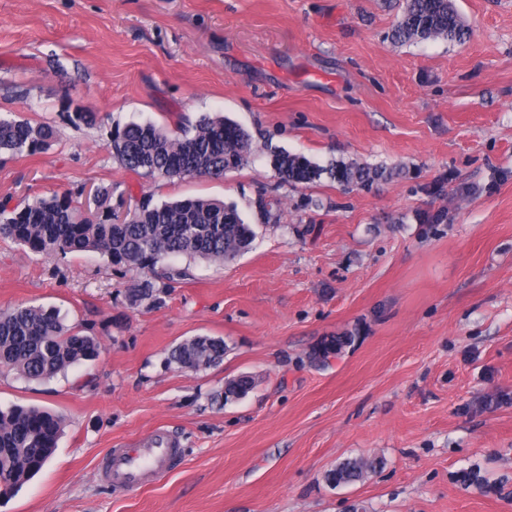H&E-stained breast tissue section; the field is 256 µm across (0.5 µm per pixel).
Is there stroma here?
I'll return each mask as SVG.
<instances>
[{
    "mask_svg": "<svg viewBox=\"0 0 512 512\" xmlns=\"http://www.w3.org/2000/svg\"><path fill=\"white\" fill-rule=\"evenodd\" d=\"M404 0H0V116L48 123L0 161L11 204L101 185L127 204H236L256 237L187 280L95 252L0 238V310L54 306L101 343L44 383L0 375V408L64 415L43 470L0 512H512V0H454L462 43L398 44ZM97 115L75 126L64 105ZM225 115L260 150L221 178L145 176L106 147L115 125ZM357 161L386 178L281 184L271 149ZM220 364L167 366L192 336ZM349 337L325 361L311 352ZM255 387L224 399L227 379ZM158 426L181 464L134 491L100 456ZM383 466L328 484L346 457ZM479 470L482 486L465 482Z\"/></svg>",
    "mask_w": 512,
    "mask_h": 512,
    "instance_id": "1",
    "label": "stroma"
}]
</instances>
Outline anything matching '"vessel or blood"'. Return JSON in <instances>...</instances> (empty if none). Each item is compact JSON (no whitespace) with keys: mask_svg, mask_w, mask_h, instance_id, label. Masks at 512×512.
<instances>
[{"mask_svg":"<svg viewBox=\"0 0 512 512\" xmlns=\"http://www.w3.org/2000/svg\"><path fill=\"white\" fill-rule=\"evenodd\" d=\"M181 458L179 441L167 428H155L142 442L107 450L97 474L125 489H137L171 473Z\"/></svg>","mask_w":512,"mask_h":512,"instance_id":"obj_1","label":"vessel or blood"}]
</instances>
